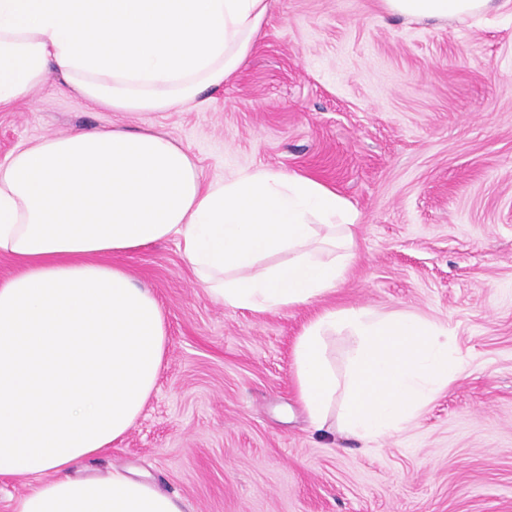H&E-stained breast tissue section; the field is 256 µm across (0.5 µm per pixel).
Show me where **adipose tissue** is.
Wrapping results in <instances>:
<instances>
[{"label":"adipose tissue","instance_id":"adipose-tissue-1","mask_svg":"<svg viewBox=\"0 0 512 512\" xmlns=\"http://www.w3.org/2000/svg\"><path fill=\"white\" fill-rule=\"evenodd\" d=\"M271 0H0V108L49 72L89 105L169 112L244 64ZM493 0H380L446 20ZM353 206L307 176L266 168L203 183L193 158L151 128H88L18 147L0 163V476L32 484L13 512H182L123 471L72 476L141 415L165 356L153 294L115 258L168 240L209 297L257 313L308 305L358 258ZM352 344L344 372L328 341ZM313 427L330 413L370 445L402 432L463 371L447 328L419 314L322 309L295 346Z\"/></svg>","mask_w":512,"mask_h":512}]
</instances>
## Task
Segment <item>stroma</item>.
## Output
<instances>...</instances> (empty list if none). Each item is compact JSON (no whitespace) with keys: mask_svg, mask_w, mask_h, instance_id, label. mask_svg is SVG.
<instances>
[{"mask_svg":"<svg viewBox=\"0 0 512 512\" xmlns=\"http://www.w3.org/2000/svg\"><path fill=\"white\" fill-rule=\"evenodd\" d=\"M207 99L111 112L53 73L0 110V162L44 136L153 127L204 182L263 167L331 187L358 214L359 258L321 303L255 313L214 302L175 241L119 257L164 312L166 353L140 418L82 472L148 474L184 512H512V12L272 0L251 56ZM324 306L441 323L465 371L372 447L316 431L294 350Z\"/></svg>","mask_w":512,"mask_h":512,"instance_id":"35a3bbf8","label":"stroma"}]
</instances>
